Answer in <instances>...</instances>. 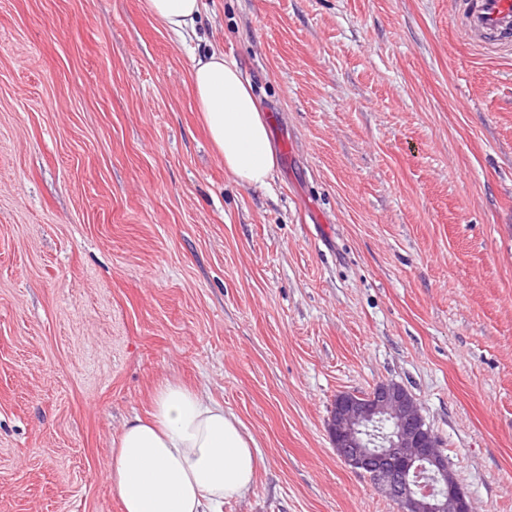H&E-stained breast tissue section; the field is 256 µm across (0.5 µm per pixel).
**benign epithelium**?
<instances>
[{
  "label": "benign epithelium",
  "instance_id": "obj_1",
  "mask_svg": "<svg viewBox=\"0 0 512 512\" xmlns=\"http://www.w3.org/2000/svg\"><path fill=\"white\" fill-rule=\"evenodd\" d=\"M328 432L338 456L368 475L400 512H472L420 406L402 385L336 396Z\"/></svg>",
  "mask_w": 512,
  "mask_h": 512
}]
</instances>
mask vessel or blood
<instances>
[{
	"instance_id": "obj_1",
	"label": "vessel or blood",
	"mask_w": 512,
	"mask_h": 512,
	"mask_svg": "<svg viewBox=\"0 0 512 512\" xmlns=\"http://www.w3.org/2000/svg\"><path fill=\"white\" fill-rule=\"evenodd\" d=\"M472 42L482 50L512 54V0H452Z\"/></svg>"
}]
</instances>
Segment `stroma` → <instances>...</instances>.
Returning a JSON list of instances; mask_svg holds the SVG:
<instances>
[{
	"label": "stroma",
	"instance_id": "1",
	"mask_svg": "<svg viewBox=\"0 0 512 512\" xmlns=\"http://www.w3.org/2000/svg\"><path fill=\"white\" fill-rule=\"evenodd\" d=\"M0 0V512H122L112 440L179 380L265 459L224 512H399L338 457L337 394L404 385L473 512H512V56L448 0ZM278 159L225 171L196 44ZM146 9L172 34L195 33L201 0H145Z\"/></svg>",
	"mask_w": 512,
	"mask_h": 512
}]
</instances>
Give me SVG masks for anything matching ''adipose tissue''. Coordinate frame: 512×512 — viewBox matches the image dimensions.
Instances as JSON below:
<instances>
[{
  "mask_svg": "<svg viewBox=\"0 0 512 512\" xmlns=\"http://www.w3.org/2000/svg\"><path fill=\"white\" fill-rule=\"evenodd\" d=\"M172 34L195 31L201 0H145ZM198 111L225 168L242 184L263 186L277 156L249 81L222 49L196 54L190 74ZM264 464L255 439L205 390L168 380L147 416L130 417L112 442L107 467L123 512H224L252 491Z\"/></svg>",
  "mask_w": 512,
  "mask_h": 512,
  "instance_id": "1",
  "label": "adipose tissue"
}]
</instances>
